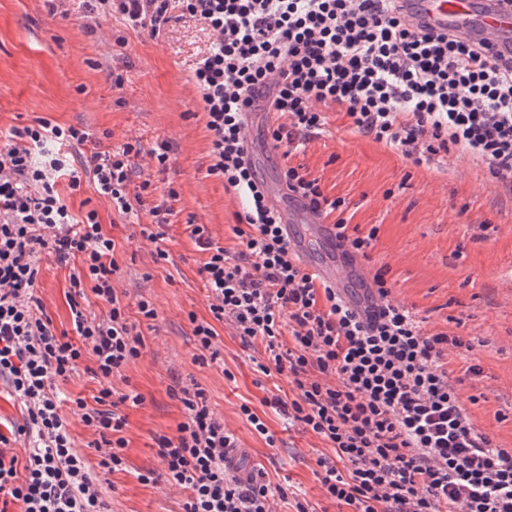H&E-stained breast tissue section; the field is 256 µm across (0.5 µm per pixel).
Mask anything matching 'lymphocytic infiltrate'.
<instances>
[{
	"instance_id": "lymphocytic-infiltrate-1",
	"label": "lymphocytic infiltrate",
	"mask_w": 512,
	"mask_h": 512,
	"mask_svg": "<svg viewBox=\"0 0 512 512\" xmlns=\"http://www.w3.org/2000/svg\"><path fill=\"white\" fill-rule=\"evenodd\" d=\"M130 26L159 33L173 14L204 23L212 44L197 59L213 162L225 191L244 202L235 252L216 245L205 226L192 230L207 258L199 269L211 320H193L198 362L217 361L214 322H229L243 343L260 342L263 374L284 373L291 397L265 404L304 425L334 450L318 460L324 496L338 512H512V448L473 425L449 382L448 355L469 357L459 336L431 333L391 299L376 271L367 310L318 284L294 257L247 153L248 114L263 97L277 119L273 148L294 155L321 135L322 105L333 103L354 130L420 165L439 153L480 161L491 181L512 188V57L480 43L413 26L398 0H98ZM88 132L44 119L0 139V384L23 409V422L0 432V500L20 512H111L101 484L74 446L58 382L82 362L100 389L96 407L75 399L91 431L99 467L122 469L126 418L110 410L111 379L137 359L144 340L112 284L116 244L97 209L75 219L56 190L80 170L118 213L131 212L139 142L95 151L73 167L66 150ZM289 191L321 215L336 214V238L368 256L375 233L350 231L346 202L325 194L302 166L283 172ZM73 264L68 301L77 340L60 332L37 295L39 256ZM92 291L109 306L92 318L78 299ZM184 419L157 438L164 477L188 489L183 512H272L283 486L263 472H242L237 438L210 409L198 384L176 393ZM27 436L25 467L10 447Z\"/></svg>"
}]
</instances>
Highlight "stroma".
<instances>
[{
	"mask_svg": "<svg viewBox=\"0 0 512 512\" xmlns=\"http://www.w3.org/2000/svg\"><path fill=\"white\" fill-rule=\"evenodd\" d=\"M65 7L59 13L48 0H0V135L43 118L89 132L106 150L135 139L145 150L163 140L171 146L165 172L148 157L137 158L135 179L149 181L150 189L129 214L113 212L91 176H83L76 191L64 181L57 186L74 217L96 208L114 238L119 270L113 285L129 313L142 298L157 312L138 322L141 356L112 379L114 394L134 391L143 398L120 407L127 417L123 469L97 473L112 512H182L186 489L163 480L145 483L139 475L162 471L156 439L175 435L184 414L173 391L190 381L205 390L210 408L237 436L243 465L289 487L290 497L275 500L274 512H293L296 499L311 512H336L317 476L319 457L331 452L328 443L263 404L292 393L287 375L258 371L263 345L244 346L230 325L218 322L220 360H194L188 316L206 319L210 312L199 273L206 255L192 229L205 225L217 245L235 252V215L242 209L223 179L208 172L210 136L192 68L211 45L209 30L175 18L154 34L102 12L96 0H67ZM325 113L319 137L287 159L270 151L256 164L259 176L275 185L282 167L303 166L320 177L326 194L345 199L348 224L364 234L376 231L373 250L352 278L353 293L386 269L394 299L424 317L426 330L469 340L471 360L448 358L450 379L468 400L474 425L512 448V193L467 157L451 153L417 166L354 132L339 106L328 105ZM163 201L172 215L161 243L137 237V225L150 223V208ZM159 248L167 259L155 260ZM70 272L43 255L38 295L55 327L66 331L73 328ZM471 362L480 365V376L468 375ZM244 404L264 420L273 442L253 429L240 411Z\"/></svg>",
	"mask_w": 512,
	"mask_h": 512,
	"instance_id": "obj_1",
	"label": "stroma"
}]
</instances>
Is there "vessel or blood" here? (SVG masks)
Here are the masks:
<instances>
[{
  "label": "vessel or blood",
  "mask_w": 512,
  "mask_h": 512,
  "mask_svg": "<svg viewBox=\"0 0 512 512\" xmlns=\"http://www.w3.org/2000/svg\"><path fill=\"white\" fill-rule=\"evenodd\" d=\"M401 5L414 23L484 43L498 55H512V0H401ZM267 196L279 210L283 229L302 266L317 280L345 289L352 267L340 252L321 260L312 257L315 244L335 238V226L287 188H269Z\"/></svg>",
  "instance_id": "b4317fda"
}]
</instances>
